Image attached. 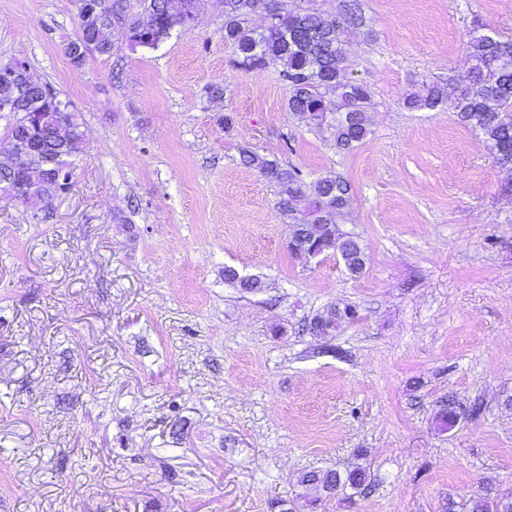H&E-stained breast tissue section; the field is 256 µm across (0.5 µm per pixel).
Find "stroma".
I'll list each match as a JSON object with an SVG mask.
<instances>
[{
  "instance_id": "1",
  "label": "stroma",
  "mask_w": 512,
  "mask_h": 512,
  "mask_svg": "<svg viewBox=\"0 0 512 512\" xmlns=\"http://www.w3.org/2000/svg\"><path fill=\"white\" fill-rule=\"evenodd\" d=\"M358 3L370 133L341 152L278 68L239 65L224 0L154 49L123 0L111 56L79 66L77 0H0V65L27 62L86 138L42 211L0 191V512H448L512 488V174L451 109L404 105L465 84L471 31L512 37V0ZM244 147L350 183L361 273L291 254ZM450 398L481 411L441 431ZM357 466L361 494L300 485ZM445 101V95L441 87L432 86L425 96H412L405 99V104L409 109L415 110H435L442 106Z\"/></svg>"
}]
</instances>
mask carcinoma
<instances>
[{"label":"carcinoma","mask_w":512,"mask_h":512,"mask_svg":"<svg viewBox=\"0 0 512 512\" xmlns=\"http://www.w3.org/2000/svg\"><path fill=\"white\" fill-rule=\"evenodd\" d=\"M96 12L83 14L84 0H78V33L90 29L99 39L101 55H112V20L121 19V0H93ZM224 41L228 42L239 58V64L250 69L280 67V76L288 85V110L298 122L306 126L325 125L330 130L336 149L350 151L364 142L369 134L366 108L371 90L363 81L343 74L345 61L342 35L344 25H356L362 18L351 4L341 17L327 16L311 6L297 11H285L279 0H224ZM261 9L269 17L264 27L249 25L251 13ZM145 23L130 25V41L144 48H155L168 39L181 19L169 12L167 0H145ZM468 55L471 62L469 83L461 89L453 103L454 112L464 126L481 135L498 164L512 161V38L481 34L470 38ZM336 94L339 104L329 112L325 96ZM0 100L17 106V112H57L62 103L59 94L47 84L32 86L28 92L18 94L0 83ZM445 95L441 87H431L424 96H412L405 104L415 110H435L442 106ZM67 118L75 131L59 145L50 137H42L45 151L56 157V169L32 168L27 181L40 185L44 193L52 192L50 183L57 171L72 166L70 158L83 149V139L77 131L81 126L80 114L74 105L66 108ZM241 163L255 171L277 188V208L291 224H335L349 203L350 183L340 175H326L308 181L296 167H285L277 160L252 150L240 151ZM303 199L304 211L294 215L293 201ZM325 252L340 250L345 268L353 275L365 265V255L357 240L343 237L339 243L322 240ZM351 307L318 315L320 328L317 336H329L335 330L333 323L345 320L344 313ZM316 480L330 483L342 490L360 493L367 476L362 468L345 474L337 471H310L302 483Z\"/></svg>","instance_id":"obj_1"}]
</instances>
